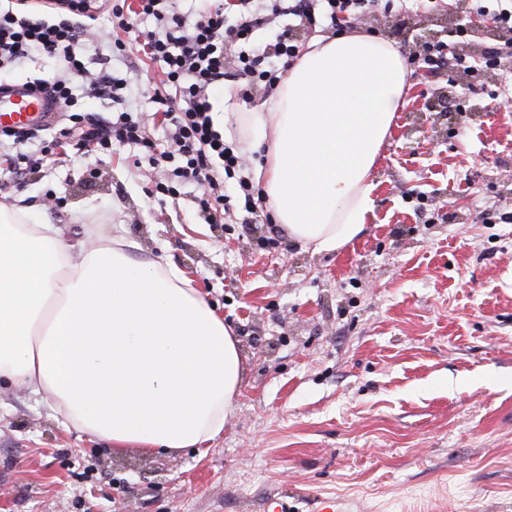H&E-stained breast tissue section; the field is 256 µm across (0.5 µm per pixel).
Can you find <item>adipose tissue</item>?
Masks as SVG:
<instances>
[{"instance_id":"ef3b65f1","label":"adipose tissue","mask_w":512,"mask_h":512,"mask_svg":"<svg viewBox=\"0 0 512 512\" xmlns=\"http://www.w3.org/2000/svg\"><path fill=\"white\" fill-rule=\"evenodd\" d=\"M408 88L392 43L343 33L313 40L251 114L267 146L255 179L289 239L330 253L368 224L371 173ZM243 375L232 329L178 267L0 204V384L25 387L113 452L203 454Z\"/></svg>"}]
</instances>
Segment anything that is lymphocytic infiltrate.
<instances>
[{
  "label": "lymphocytic infiltrate",
  "mask_w": 512,
  "mask_h": 512,
  "mask_svg": "<svg viewBox=\"0 0 512 512\" xmlns=\"http://www.w3.org/2000/svg\"><path fill=\"white\" fill-rule=\"evenodd\" d=\"M373 0H272L270 13H261L256 0H238L239 19L233 27L224 25V5L214 6L187 18L178 9V0H137L135 17L152 21L143 33V51L164 64L163 82L174 86L178 99L152 92L155 111L168 125L167 149H158L150 138L141 113L123 110L125 81L111 74L92 73L79 49L99 41V33L90 21L96 13L108 10L122 28H130L120 0H48V17L32 14L30 0H13L0 7V70L14 68L31 57L42 55L57 59L63 75L38 79L39 88L56 97L62 110L68 111V123L55 132V142L75 143L90 152L108 153L113 145L141 147L151 168L169 170L171 179L202 187L199 198L202 211L230 212L242 205L253 212L256 203L253 186L244 177L242 157L226 143L214 124L209 92L224 80L240 78L246 87L264 84L274 89L284 68L298 58L300 47L291 30L273 26L275 18L294 15L315 22L317 15L331 23L360 20ZM269 26L271 45L258 51L250 44L254 30ZM237 67L228 70L229 57ZM85 84L93 96L118 104L112 119L97 123L76 112L78 98L74 90ZM236 180L233 194H226L225 179Z\"/></svg>",
  "instance_id": "obj_1"
}]
</instances>
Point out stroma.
<instances>
[{
	"label": "stroma",
	"instance_id": "stroma-1",
	"mask_svg": "<svg viewBox=\"0 0 512 512\" xmlns=\"http://www.w3.org/2000/svg\"><path fill=\"white\" fill-rule=\"evenodd\" d=\"M377 0L365 34L409 55L423 43L483 58L502 38L474 26L472 0ZM96 27L122 47L87 45L92 72L127 82L126 107L162 78L133 32ZM412 86L373 172L376 217L333 254L284 240L262 250L265 224L207 223L195 185L154 193L167 172L69 146L20 183L0 170V198L24 197L28 223L86 224L122 234L142 259L193 278L238 339L242 392L206 455L113 454L63 424L21 387L0 385V512H512V60L467 76L416 62ZM270 99L235 98L224 138L250 151L246 119ZM81 213L74 224L73 213Z\"/></svg>",
	"mask_w": 512,
	"mask_h": 512
}]
</instances>
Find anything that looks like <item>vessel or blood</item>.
Wrapping results in <instances>:
<instances>
[{"label":"vessel or blood","mask_w":512,"mask_h":512,"mask_svg":"<svg viewBox=\"0 0 512 512\" xmlns=\"http://www.w3.org/2000/svg\"><path fill=\"white\" fill-rule=\"evenodd\" d=\"M59 108L48 92L26 82L0 84V130L33 131L54 125Z\"/></svg>","instance_id":"1"}]
</instances>
